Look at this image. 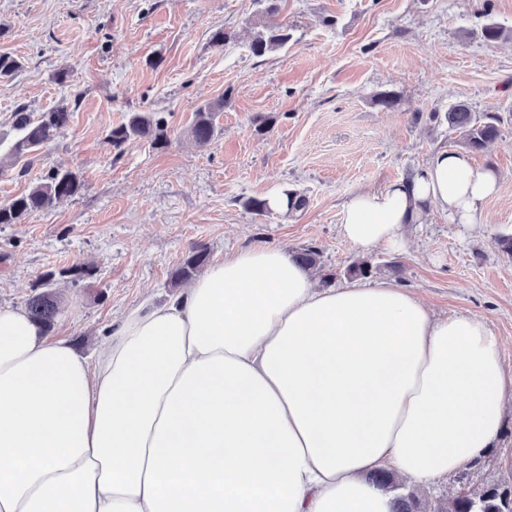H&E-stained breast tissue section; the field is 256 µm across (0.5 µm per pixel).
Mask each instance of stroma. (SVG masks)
Returning a JSON list of instances; mask_svg holds the SVG:
<instances>
[{"instance_id":"1","label":"stroma","mask_w":512,"mask_h":512,"mask_svg":"<svg viewBox=\"0 0 512 512\" xmlns=\"http://www.w3.org/2000/svg\"><path fill=\"white\" fill-rule=\"evenodd\" d=\"M490 20L512 30V0H282L270 17L254 0H0V52L22 63L0 81V203L52 167L84 182L79 195L25 223L0 225V304L23 306L45 271L95 266L94 278L56 283L67 305L55 331L88 356L128 308L173 293L172 273L192 245H206L215 263L244 247L312 244L331 287L349 283V267L365 259L370 280L413 290L433 316L483 319L512 371V255L497 243L512 235V38L485 41ZM278 25L290 28L288 45L253 56L255 33ZM219 28L228 35L220 49L209 42ZM382 92L397 94L394 108L376 103ZM63 101L71 120L41 158L8 157L16 108ZM459 101L503 117L498 140L472 156L499 176L476 225L432 209L404 227L405 249L364 252L344 239L352 194L406 179L436 151L455 149L440 115ZM207 103L222 110L200 147L189 129ZM132 112L163 113L170 145L132 141L113 157L105 136ZM287 190L306 197L303 210L245 206ZM511 459L512 406L492 453L428 495L510 480Z\"/></svg>"}]
</instances>
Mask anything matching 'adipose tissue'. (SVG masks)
I'll return each mask as SVG.
<instances>
[{
	"label": "adipose tissue",
	"mask_w": 512,
	"mask_h": 512,
	"mask_svg": "<svg viewBox=\"0 0 512 512\" xmlns=\"http://www.w3.org/2000/svg\"><path fill=\"white\" fill-rule=\"evenodd\" d=\"M497 189L442 150L353 195L341 234L401 249L403 225L474 223ZM511 403L484 320L248 247L127 310L91 359L0 305V512H392L375 471L427 491L494 448Z\"/></svg>",
	"instance_id": "adipose-tissue-1"
}]
</instances>
